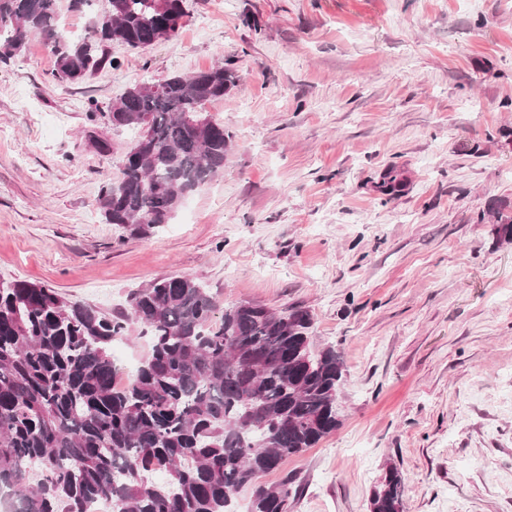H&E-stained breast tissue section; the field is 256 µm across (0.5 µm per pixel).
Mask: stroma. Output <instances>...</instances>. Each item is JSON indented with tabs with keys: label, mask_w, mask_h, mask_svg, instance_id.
<instances>
[{
	"label": "stroma",
	"mask_w": 512,
	"mask_h": 512,
	"mask_svg": "<svg viewBox=\"0 0 512 512\" xmlns=\"http://www.w3.org/2000/svg\"><path fill=\"white\" fill-rule=\"evenodd\" d=\"M184 4L176 37L113 45L77 84L38 36L0 61V278L107 312L163 276L307 309L342 357V424L261 484L291 478V512H370L393 466L403 512H512V0ZM220 60L223 170L123 237L96 199L136 133L89 102Z\"/></svg>",
	"instance_id": "35a3bbf8"
}]
</instances>
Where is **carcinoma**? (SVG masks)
I'll return each instance as SVG.
<instances>
[{
    "instance_id": "carcinoma-1",
    "label": "carcinoma",
    "mask_w": 512,
    "mask_h": 512,
    "mask_svg": "<svg viewBox=\"0 0 512 512\" xmlns=\"http://www.w3.org/2000/svg\"><path fill=\"white\" fill-rule=\"evenodd\" d=\"M58 0H0V58L33 36L53 46L52 76L76 82L114 65V43L146 49L179 34L184 0H107L89 36L57 31ZM237 83L231 63L190 77L137 84L92 114L138 131L126 165L102 186L106 223L143 237L224 168L230 136L201 112ZM117 316L52 288L0 279V487L16 512H232L252 487L249 512H290L286 478H258L313 448L341 424L340 354L313 349V320L241 302L219 308L198 280L166 276L132 292ZM137 324L150 350L135 372L112 343ZM40 473L36 485L31 472ZM405 481L386 470L370 512H402Z\"/></svg>"
}]
</instances>
